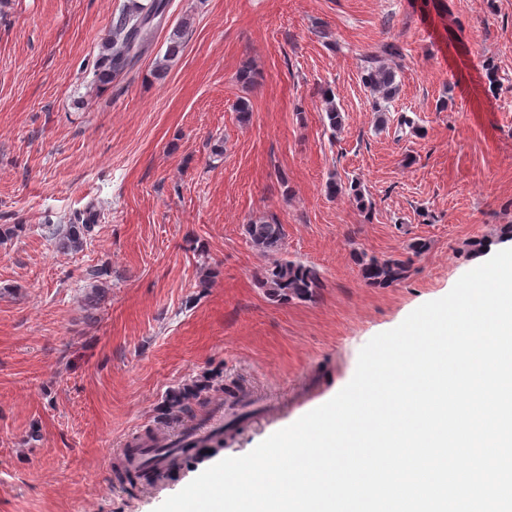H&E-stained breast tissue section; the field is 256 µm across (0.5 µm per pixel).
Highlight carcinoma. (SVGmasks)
<instances>
[{
	"mask_svg": "<svg viewBox=\"0 0 512 512\" xmlns=\"http://www.w3.org/2000/svg\"><path fill=\"white\" fill-rule=\"evenodd\" d=\"M169 0H129L121 12L112 19L108 37L102 44L98 61V79L108 83L131 69L148 51L147 35L154 19L166 12ZM189 30L185 21L169 37L165 57L172 58L181 51ZM401 48L395 43H386L379 50L363 57L365 82L386 99L398 91L396 74L385 64L383 57H398ZM93 227V213L85 211L77 220L68 225L58 239V246L65 251H77ZM245 234L250 242L262 253L270 255L281 250L285 237L283 225L269 220L252 221L245 225ZM357 263L364 282L373 288H387L404 280L409 272V262L397 258H378L361 254ZM265 285L274 298H298L313 300L321 288L319 271L308 265L287 259H276L265 271ZM213 380L205 379L200 384L170 397L167 410L186 412L194 392L212 387Z\"/></svg>",
	"mask_w": 512,
	"mask_h": 512,
	"instance_id": "carcinoma-1",
	"label": "carcinoma"
}]
</instances>
